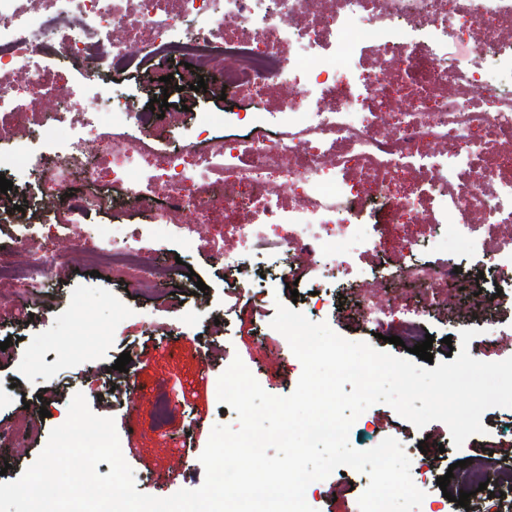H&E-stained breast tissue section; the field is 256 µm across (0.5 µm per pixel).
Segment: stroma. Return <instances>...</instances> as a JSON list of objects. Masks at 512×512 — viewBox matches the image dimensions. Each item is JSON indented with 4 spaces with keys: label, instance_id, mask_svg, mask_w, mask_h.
Returning a JSON list of instances; mask_svg holds the SVG:
<instances>
[{
    "label": "stroma",
    "instance_id": "obj_1",
    "mask_svg": "<svg viewBox=\"0 0 512 512\" xmlns=\"http://www.w3.org/2000/svg\"><path fill=\"white\" fill-rule=\"evenodd\" d=\"M159 73L161 78L173 75V84L164 85L160 78L140 88L135 97L140 104L156 97L168 99L165 117L152 131L154 139L172 148L194 136L186 115L187 109L194 107L213 112L215 134L246 132V125L236 116L248 104L246 98L231 103L222 100L217 89L206 96L195 94V77L189 69L172 73L163 67ZM441 213L439 200L432 197L422 198L415 216L405 224L390 223L387 214L374 213L370 220L377 225L382 247L377 253L360 249L353 253L350 269L359 278V287L344 289L342 296L319 303L308 289L294 295L285 282L278 281L263 289L259 304L232 288L226 271L214 260L220 251L228 255L244 252L245 243L236 227L256 223L251 212H240L232 225L197 223L187 212L177 215L175 223L196 225L195 233L187 238L166 231L146 233L144 226L150 218L142 213L93 212L79 217L62 209L52 214L50 221L57 228L54 243L60 252L68 253L74 243L99 245L95 230L102 225L119 238L139 235L141 246L161 252L166 262L185 259L196 277L181 280L176 290L136 292L105 277L89 275L79 253L71 255L50 282L41 309H33L11 285L0 284V342L10 343L9 358L0 362V429L15 438L14 445H0V464L9 465L5 481L17 480L34 462L79 392L94 414L113 418L122 455L133 470L139 492L167 497L182 489L199 488L205 478L199 457L213 426L238 424L236 412L223 408L217 398L218 379L234 358H241L264 391L273 396L291 394L301 376L302 365L291 357L287 339L270 325L277 304L292 305L310 321L327 323L348 340L405 356L402 346L370 333L357 303L368 298L385 311L394 326L420 317L417 294L388 287L375 270L382 265L401 266L412 254L432 262L449 261L450 253L435 247ZM200 281L207 289L205 303L197 309L192 293ZM424 320L426 332L434 337V362L446 359L449 344H444V337L460 343L461 331L470 327L476 328L477 334L468 350L479 360L497 362L512 357V306L502 305L490 324L482 319L456 321L438 311ZM124 352L130 353L131 361L126 371L119 372L113 365ZM130 381L137 388L132 398L123 393ZM159 394L171 407L163 424L155 419ZM44 407L49 410L45 418L39 414ZM486 415L484 439L490 446L486 452L470 442L454 448L445 423L434 421L419 429L384 403L371 406L356 419L349 442L361 450L388 437L405 446L424 439L423 451L410 456L413 480L422 477V458L433 456L439 457L442 467L452 468L453 476L447 488L426 485L418 512H478L484 492L471 496L465 508L451 500L465 486L461 460L489 455L496 461L512 462V408L493 407ZM131 422L139 427V437L133 442L126 433ZM368 485L366 473L334 471L315 485L316 512H359L358 499Z\"/></svg>",
    "mask_w": 512,
    "mask_h": 512
}]
</instances>
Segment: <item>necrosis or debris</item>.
<instances>
[{
    "label": "necrosis or debris",
    "mask_w": 512,
    "mask_h": 512,
    "mask_svg": "<svg viewBox=\"0 0 512 512\" xmlns=\"http://www.w3.org/2000/svg\"><path fill=\"white\" fill-rule=\"evenodd\" d=\"M0 0V115L57 142L34 165L43 186L27 208L59 205L85 214L120 201L151 213L231 218L247 209L260 223L243 225L245 253L224 261L240 274L268 252L294 254L307 283L327 287L355 247L377 249L365 215L381 205L406 223L418 193L440 198L453 222L440 247L478 248L494 276L476 280L452 264L411 261L388 273L395 286L437 296L453 285L480 286V307L493 315L501 288L512 289V241L493 238L512 224V154L475 167L491 134L512 136V0ZM377 33L373 69L357 64L362 31ZM466 57L449 59V47ZM187 58L199 71L221 73L230 95L263 98L291 75L299 89L284 100L277 129L247 113L249 132L214 141L213 116L190 113L199 138L170 149L139 137L155 114L130 109L120 94L75 98L57 89L58 65L107 61L116 79L144 83L154 66ZM64 99L62 112H34V99ZM108 114L117 132L105 137ZM431 144L447 152L429 157ZM497 181L495 198L484 185ZM293 206L283 208L282 194ZM480 213L481 224L466 217ZM27 231L0 248V281L39 302L48 270L61 266L52 246L29 253ZM129 281L149 282L153 254L129 241L104 239L95 254Z\"/></svg>",
    "instance_id": "4bbe7bcc"
}]
</instances>
